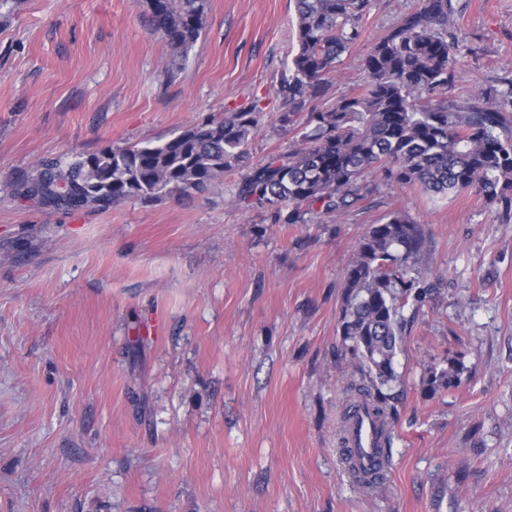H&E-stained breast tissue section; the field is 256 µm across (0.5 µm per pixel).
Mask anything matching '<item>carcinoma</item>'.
Here are the masks:
<instances>
[{
    "mask_svg": "<svg viewBox=\"0 0 512 512\" xmlns=\"http://www.w3.org/2000/svg\"><path fill=\"white\" fill-rule=\"evenodd\" d=\"M298 49L279 95L281 121L299 138L260 163H250L247 142L260 124L257 112L207 119L158 143L105 149L41 161L16 190L35 204L109 210L129 198L190 195L241 172L234 198L242 208L264 209L274 224H308L337 217L372 193L370 173L386 184L435 194L473 192L512 222V79L502 89L452 95L462 56L450 23L452 0H417L364 59L366 77L328 108L327 78L361 37L372 0H295ZM153 27L185 60L205 25L206 0H147ZM425 251L420 224L404 211L368 226L344 279L339 335L357 360L359 376L343 416L342 451L357 483L380 479L361 469L358 433L367 421L374 454L390 463L389 409L397 381L395 360L405 330L403 308L427 289L406 277ZM464 367L428 371L426 390H450Z\"/></svg>",
    "mask_w": 512,
    "mask_h": 512,
    "instance_id": "1",
    "label": "carcinoma"
}]
</instances>
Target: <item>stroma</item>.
<instances>
[{
    "label": "stroma",
    "instance_id": "obj_1",
    "mask_svg": "<svg viewBox=\"0 0 512 512\" xmlns=\"http://www.w3.org/2000/svg\"><path fill=\"white\" fill-rule=\"evenodd\" d=\"M415 0H373L323 105L365 80ZM456 91L512 78V0H453ZM182 64L143 0H0V512H512V223L472 193L379 184L356 209L274 224L207 189L105 212L35 206L43 159L155 142L261 112L259 162L296 136L280 80L294 0H207ZM404 210L432 294L396 358L392 464L366 491L339 431L355 370L340 347L346 269ZM463 363L429 394V368Z\"/></svg>",
    "mask_w": 512,
    "mask_h": 512
}]
</instances>
